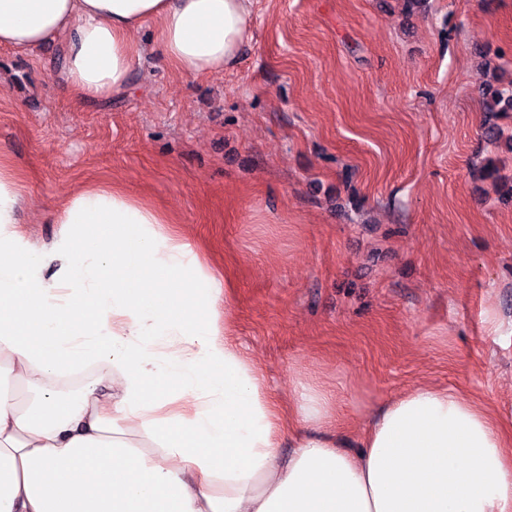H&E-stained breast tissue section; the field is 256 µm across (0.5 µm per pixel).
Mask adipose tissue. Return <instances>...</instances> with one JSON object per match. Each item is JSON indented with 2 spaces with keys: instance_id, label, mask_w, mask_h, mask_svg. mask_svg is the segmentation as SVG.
Wrapping results in <instances>:
<instances>
[{
  "instance_id": "obj_1",
  "label": "adipose tissue",
  "mask_w": 512,
  "mask_h": 512,
  "mask_svg": "<svg viewBox=\"0 0 512 512\" xmlns=\"http://www.w3.org/2000/svg\"><path fill=\"white\" fill-rule=\"evenodd\" d=\"M253 6L0 0V46L65 39L67 88L107 101L149 52L185 77L235 68ZM24 201L0 160V512H512V455L486 407L420 383L354 442L314 383L280 410L233 340L222 282L166 213L81 189L38 247L17 228ZM91 365L81 389L54 391Z\"/></svg>"
}]
</instances>
